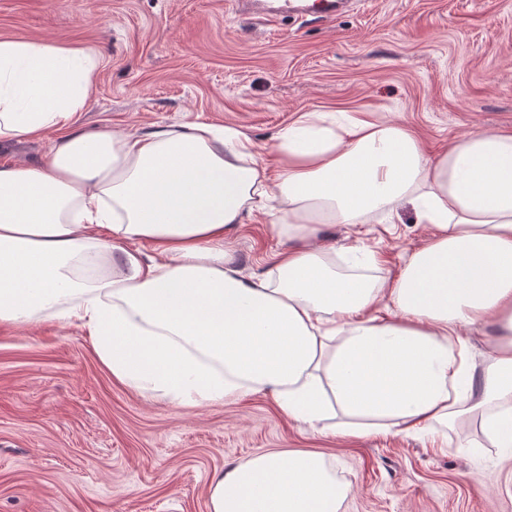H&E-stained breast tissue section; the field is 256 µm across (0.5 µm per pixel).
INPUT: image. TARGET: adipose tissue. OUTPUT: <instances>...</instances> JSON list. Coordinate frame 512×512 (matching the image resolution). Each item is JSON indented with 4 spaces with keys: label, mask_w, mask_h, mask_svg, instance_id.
<instances>
[{
    "label": "adipose tissue",
    "mask_w": 512,
    "mask_h": 512,
    "mask_svg": "<svg viewBox=\"0 0 512 512\" xmlns=\"http://www.w3.org/2000/svg\"><path fill=\"white\" fill-rule=\"evenodd\" d=\"M83 50L0 40V143L52 136L38 166H0V324L52 312L114 379L173 403L271 398L317 427L340 411L401 433L498 402L483 422L512 447V133L478 130L430 158L413 129L305 112L276 138L277 170L241 166L250 138L192 121L138 134L80 130L94 90ZM428 240L392 279L341 274L323 224L398 200ZM281 201L288 240L245 276L228 239ZM492 328L483 362L459 331ZM322 455L261 454L216 475L211 512H338Z\"/></svg>",
    "instance_id": "ef3b65f1"
}]
</instances>
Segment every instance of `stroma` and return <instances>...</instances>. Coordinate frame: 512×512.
<instances>
[{
	"instance_id": "1",
	"label": "stroma",
	"mask_w": 512,
	"mask_h": 512,
	"mask_svg": "<svg viewBox=\"0 0 512 512\" xmlns=\"http://www.w3.org/2000/svg\"><path fill=\"white\" fill-rule=\"evenodd\" d=\"M48 39L98 61L76 126L146 133L234 125L256 160L304 112H366L415 128L431 152L477 128L512 130V0H351L335 20H265L240 0H0V39ZM269 215L230 234L243 275L279 243ZM395 203L322 225V247L376 253L399 273L429 234ZM484 410L449 426L340 437L262 396L195 406L117 382L90 342L53 319L0 325V512H210L215 473L277 451H316L348 489L339 512H512V460Z\"/></svg>"
}]
</instances>
